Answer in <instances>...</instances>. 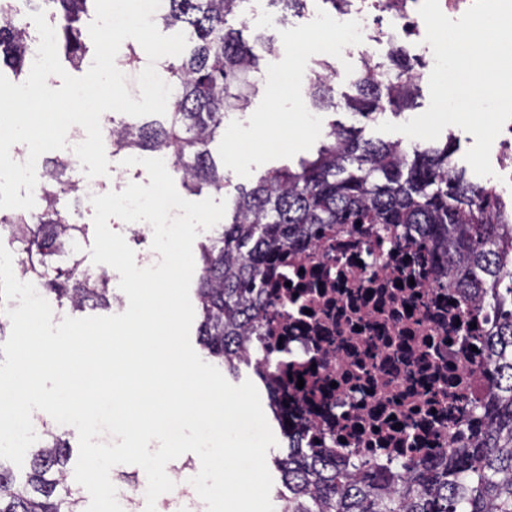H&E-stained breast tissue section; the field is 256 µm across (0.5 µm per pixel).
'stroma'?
Segmentation results:
<instances>
[{
	"label": "stroma",
	"mask_w": 512,
	"mask_h": 512,
	"mask_svg": "<svg viewBox=\"0 0 512 512\" xmlns=\"http://www.w3.org/2000/svg\"><path fill=\"white\" fill-rule=\"evenodd\" d=\"M257 17L250 22L244 36L251 39L258 34L271 37L275 51L263 54L261 67H278L285 52L292 43L311 45L315 35L307 27V15L289 17L285 26H268L269 15L275 13L270 0H256ZM430 93L421 89L414 108L396 114L385 110L376 120L364 119L355 111L344 107L333 110H319L312 106L307 86L295 88L280 100H272L267 88H259L252 96L248 107L229 114L224 121L225 130L241 133L237 142L219 140L212 144L211 151L217 164L224 167V193L226 201H233L237 187L255 185L267 170L282 166H295L300 158L313 155L329 122L336 121L344 126L360 130L367 140H381L377 123L389 121L403 123L422 114L429 106ZM283 129L284 134L277 150H267L263 143L249 139L252 131Z\"/></svg>",
	"instance_id": "stroma-1"
}]
</instances>
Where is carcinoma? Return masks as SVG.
<instances>
[{"label":"carcinoma","instance_id":"1","mask_svg":"<svg viewBox=\"0 0 512 512\" xmlns=\"http://www.w3.org/2000/svg\"><path fill=\"white\" fill-rule=\"evenodd\" d=\"M53 9L58 55L81 67L88 52L81 18L95 0H39ZM282 20L300 14L310 0H274ZM239 0H165L158 15L167 28L190 32L184 57L160 61L172 87L165 120L113 123L110 139L118 151H150L181 167L183 185L224 191L209 145L224 133V117L249 104L242 76L259 68L254 46L235 29ZM27 27L14 18L10 0H0V68L22 74L31 59ZM312 105L334 109L331 64L312 60ZM422 75L395 49L387 63L365 65L352 80L355 94L344 105L366 118L391 108L414 107ZM453 137L441 145H404L362 139L331 124L316 155L293 169H272L253 187L237 188L224 229L200 245L196 297L200 344L208 356L233 370L244 362L228 350L232 337L265 320L252 303L266 257L311 224H418L446 245L448 274L466 288L482 291L501 326L486 339L488 364L500 377L487 407V430L469 447L450 452L446 463L409 473L393 491L380 493V480L364 470L330 467L305 448H290L278 460L288 485V512H512V211L494 208L479 184L452 163ZM42 176L39 214L0 216V236L17 244L16 274L43 286L74 310L108 307L111 275L85 272L76 244L88 225L58 207L59 196L76 192L67 159L50 158ZM71 454L65 435L46 429L38 447L27 451L28 470L18 479L0 462V512H79L81 488L68 482Z\"/></svg>","mask_w":512,"mask_h":512}]
</instances>
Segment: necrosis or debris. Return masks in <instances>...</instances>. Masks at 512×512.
Here are the masks:
<instances>
[{
  "instance_id": "1",
  "label": "necrosis or debris",
  "mask_w": 512,
  "mask_h": 512,
  "mask_svg": "<svg viewBox=\"0 0 512 512\" xmlns=\"http://www.w3.org/2000/svg\"><path fill=\"white\" fill-rule=\"evenodd\" d=\"M316 55L412 38L434 56L408 9L355 0L317 14ZM268 316L241 339L281 432L328 449L329 464L376 470L384 489L410 469L444 461L483 430L496 385L484 339L496 312L448 279V251L409 224H323L269 257L257 295Z\"/></svg>"
}]
</instances>
